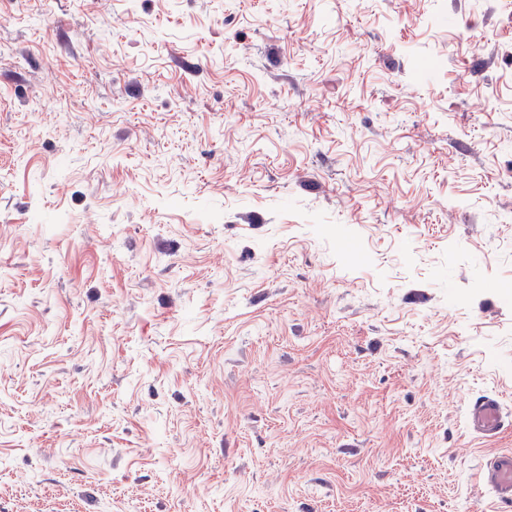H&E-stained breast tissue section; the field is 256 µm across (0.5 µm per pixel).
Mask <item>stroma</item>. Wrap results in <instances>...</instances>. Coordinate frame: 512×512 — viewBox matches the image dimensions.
<instances>
[{
	"mask_svg": "<svg viewBox=\"0 0 512 512\" xmlns=\"http://www.w3.org/2000/svg\"><path fill=\"white\" fill-rule=\"evenodd\" d=\"M512 0H0V512H499ZM506 418L497 396H483L470 406L469 429L477 438L492 440L503 430ZM481 484L497 501L512 506V452H494L484 461Z\"/></svg>",
	"mask_w": 512,
	"mask_h": 512,
	"instance_id": "stroma-1",
	"label": "stroma"
}]
</instances>
